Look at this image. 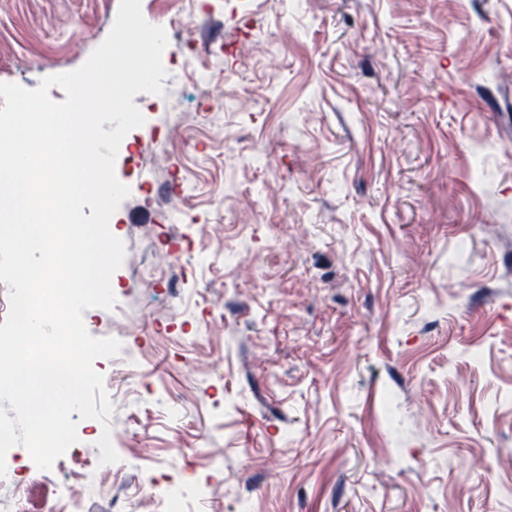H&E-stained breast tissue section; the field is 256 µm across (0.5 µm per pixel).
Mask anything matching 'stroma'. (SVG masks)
Returning <instances> with one entry per match:
<instances>
[{"instance_id": "1", "label": "stroma", "mask_w": 512, "mask_h": 512, "mask_svg": "<svg viewBox=\"0 0 512 512\" xmlns=\"http://www.w3.org/2000/svg\"><path fill=\"white\" fill-rule=\"evenodd\" d=\"M118 8L0 0V82L76 70ZM141 10L194 50L133 99L116 304L83 313L136 357L94 363L120 460L81 419L37 487L16 445L0 512H169L159 471L184 512H512V0Z\"/></svg>"}]
</instances>
